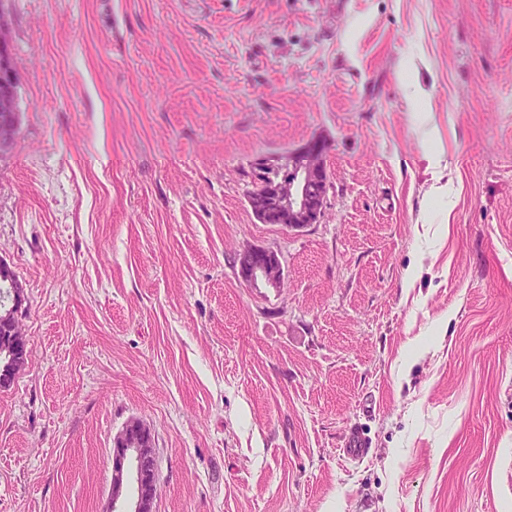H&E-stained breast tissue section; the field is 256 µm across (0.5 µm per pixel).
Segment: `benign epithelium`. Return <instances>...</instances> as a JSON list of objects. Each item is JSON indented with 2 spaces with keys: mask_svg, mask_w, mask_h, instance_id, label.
Listing matches in <instances>:
<instances>
[{
  "mask_svg": "<svg viewBox=\"0 0 512 512\" xmlns=\"http://www.w3.org/2000/svg\"><path fill=\"white\" fill-rule=\"evenodd\" d=\"M12 17L0 4V154L12 146L20 124L18 63L10 49ZM325 146L312 141L302 149L283 157L279 169L284 174L262 182L250 197V205L265 224H277L300 230L319 222L323 214L328 187L324 162ZM239 271L244 281L257 287L279 288L283 268L279 257L269 251L251 248L239 257ZM26 302L20 282H15L5 314L13 324L6 345L7 363L0 368V387L7 389L14 381L17 368L27 358V339L22 331L23 306ZM150 431L132 420L114 438L112 448V499L109 512H153L155 461L151 452ZM133 493L123 494L125 485Z\"/></svg>",
  "mask_w": 512,
  "mask_h": 512,
  "instance_id": "7a95c632",
  "label": "benign epithelium"
}]
</instances>
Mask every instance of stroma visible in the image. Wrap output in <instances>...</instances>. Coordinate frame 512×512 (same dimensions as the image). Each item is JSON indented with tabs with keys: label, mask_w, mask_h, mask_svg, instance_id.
I'll list each match as a JSON object with an SVG mask.
<instances>
[{
	"label": "stroma",
	"mask_w": 512,
	"mask_h": 512,
	"mask_svg": "<svg viewBox=\"0 0 512 512\" xmlns=\"http://www.w3.org/2000/svg\"><path fill=\"white\" fill-rule=\"evenodd\" d=\"M0 1V512H106L132 418L154 512H512V0ZM312 140L319 223H261L260 166ZM12 17L0 4V154L12 146L20 124L18 63L10 49ZM239 271L244 281L258 287L259 284L280 288L283 283V268L279 257L269 251L251 248L239 257ZM14 287L8 303L4 307L5 314L9 315L13 324L11 337L8 333L7 322H2L0 319V342H2V339L10 338L5 349L8 361L3 365L0 373L1 389H7L11 386L17 373L16 368H20L25 363L28 354L27 339L22 331L23 306L26 299L24 290L17 278Z\"/></svg>",
	"instance_id": "obj_1"
}]
</instances>
